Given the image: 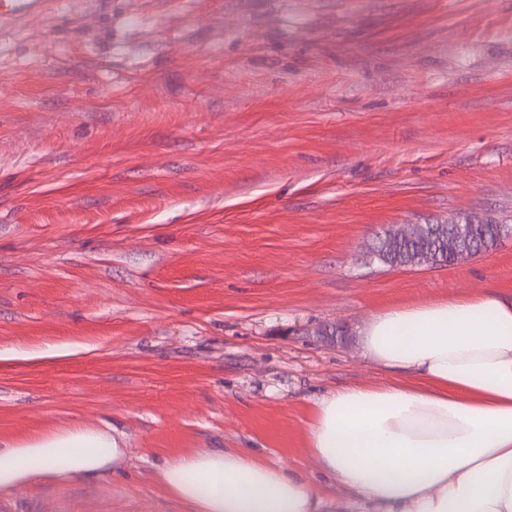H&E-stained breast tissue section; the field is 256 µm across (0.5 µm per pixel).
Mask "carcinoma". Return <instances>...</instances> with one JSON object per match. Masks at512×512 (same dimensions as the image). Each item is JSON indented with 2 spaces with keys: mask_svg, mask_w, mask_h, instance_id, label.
<instances>
[{
  "mask_svg": "<svg viewBox=\"0 0 512 512\" xmlns=\"http://www.w3.org/2000/svg\"><path fill=\"white\" fill-rule=\"evenodd\" d=\"M464 222L476 225L466 257L487 252L498 247L500 233L493 225L481 224V218L464 217ZM372 253L379 261L390 266L445 265L455 261L452 236L446 224H433L414 239L398 238L388 232L377 236Z\"/></svg>",
  "mask_w": 512,
  "mask_h": 512,
  "instance_id": "obj_1",
  "label": "carcinoma"
}]
</instances>
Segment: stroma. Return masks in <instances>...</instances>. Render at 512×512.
I'll list each match as a JSON object with an SVG mask.
<instances>
[{"label":"stroma","mask_w":512,"mask_h":512,"mask_svg":"<svg viewBox=\"0 0 512 512\" xmlns=\"http://www.w3.org/2000/svg\"><path fill=\"white\" fill-rule=\"evenodd\" d=\"M0 442L124 435L112 474L9 512H183L157 479L243 448L350 494L314 404L383 380L357 328L396 304L512 294V237L388 266L378 234L512 227V0H49L0 26Z\"/></svg>","instance_id":"obj_1"}]
</instances>
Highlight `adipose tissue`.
<instances>
[{"instance_id":"adipose-tissue-1","label":"adipose tissue","mask_w":512,"mask_h":512,"mask_svg":"<svg viewBox=\"0 0 512 512\" xmlns=\"http://www.w3.org/2000/svg\"><path fill=\"white\" fill-rule=\"evenodd\" d=\"M392 380L315 403L319 467L365 512H512V296L490 290L395 305L359 330ZM123 437L80 425L0 444V492L45 478L99 477ZM158 477L185 512H322L298 475L242 449L188 452Z\"/></svg>"}]
</instances>
